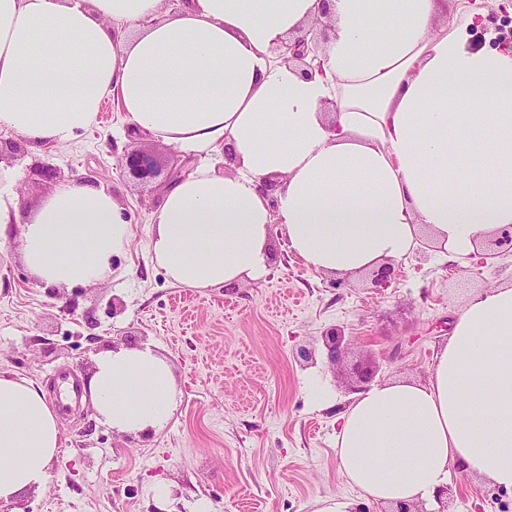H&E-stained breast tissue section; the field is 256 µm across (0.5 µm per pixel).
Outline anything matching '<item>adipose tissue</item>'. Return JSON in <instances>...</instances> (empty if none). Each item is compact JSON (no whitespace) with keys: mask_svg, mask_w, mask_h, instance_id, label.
I'll return each mask as SVG.
<instances>
[{"mask_svg":"<svg viewBox=\"0 0 512 512\" xmlns=\"http://www.w3.org/2000/svg\"><path fill=\"white\" fill-rule=\"evenodd\" d=\"M0 0V129L64 146L117 97L128 124L195 170L166 190L150 237L175 286L235 287L270 271L281 233L311 272L356 277L422 236L462 258L512 228V47H478L466 0ZM330 10L309 75L274 58ZM227 152L232 170L211 157ZM0 175V240L21 226L36 282L92 285L133 230L116 196L59 184L20 215ZM91 405L114 430L162 431L176 405L150 347L100 353ZM336 421L347 483L379 504L436 506L453 475L512 489V284L471 297L427 381L373 383ZM59 417L0 371V500L41 489Z\"/></svg>","mask_w":512,"mask_h":512,"instance_id":"ef3b65f1","label":"adipose tissue"}]
</instances>
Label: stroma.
I'll use <instances>...</instances> for the list:
<instances>
[{
  "label": "stroma",
  "instance_id": "1",
  "mask_svg": "<svg viewBox=\"0 0 512 512\" xmlns=\"http://www.w3.org/2000/svg\"><path fill=\"white\" fill-rule=\"evenodd\" d=\"M121 118L107 97L98 125L38 153L0 131V142L14 146L0 169L15 174L21 214L51 191L36 174L48 165L58 181L88 179L113 191L134 232L112 259L111 279L65 288L35 281L20 235L11 233L0 245V371L33 381L51 399L58 367L84 383L99 353L148 345L172 368L177 408L149 436L112 429L87 401L60 409L62 448L50 478L14 501V512H150L158 482L168 490L164 512H318L336 497L359 512H383L345 482L336 461V412L352 393L356 365L376 366L379 382L427 380L450 320L473 295L512 283V255L481 267L444 258L425 240L398 261L389 287L376 288L367 273L340 281L308 271L275 235L264 281L173 286L149 252L167 177L141 183L120 159L148 149L167 168L177 150L150 132H130ZM332 328L350 340L335 364L323 343ZM300 347L311 360L296 359ZM314 376L335 394V408L311 399ZM448 487V512H512V490L461 474Z\"/></svg>",
  "mask_w": 512,
  "mask_h": 512
}]
</instances>
